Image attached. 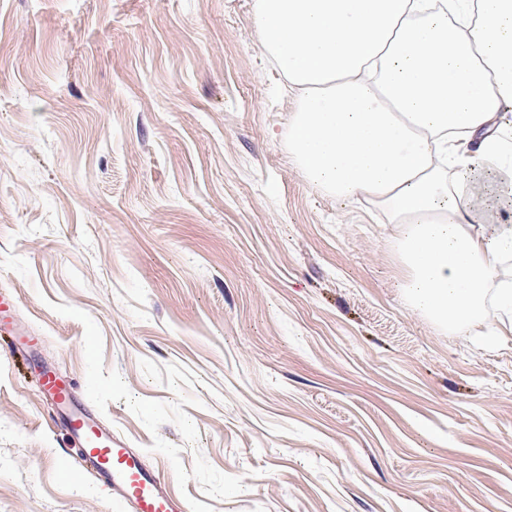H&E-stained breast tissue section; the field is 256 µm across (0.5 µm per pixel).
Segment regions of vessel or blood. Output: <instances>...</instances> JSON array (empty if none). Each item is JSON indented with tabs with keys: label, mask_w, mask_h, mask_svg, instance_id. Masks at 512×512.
Listing matches in <instances>:
<instances>
[{
	"label": "vessel or blood",
	"mask_w": 512,
	"mask_h": 512,
	"mask_svg": "<svg viewBox=\"0 0 512 512\" xmlns=\"http://www.w3.org/2000/svg\"><path fill=\"white\" fill-rule=\"evenodd\" d=\"M45 386L48 398L63 412L62 422L74 437L80 458L91 462L98 480L111 487L119 512H178L163 492L159 474L139 451L96 426L89 410L75 404L55 379H46Z\"/></svg>",
	"instance_id": "obj_1"
}]
</instances>
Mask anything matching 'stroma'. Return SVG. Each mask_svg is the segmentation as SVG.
Instances as JSON below:
<instances>
[{
	"mask_svg": "<svg viewBox=\"0 0 512 512\" xmlns=\"http://www.w3.org/2000/svg\"><path fill=\"white\" fill-rule=\"evenodd\" d=\"M253 0H0V512H118L32 381L188 512H512V333L414 312L311 187Z\"/></svg>",
	"mask_w": 512,
	"mask_h": 512,
	"instance_id": "1",
	"label": "stroma"
}]
</instances>
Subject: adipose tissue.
<instances>
[{
	"label": "adipose tissue",
	"instance_id": "adipose-tissue-1",
	"mask_svg": "<svg viewBox=\"0 0 512 512\" xmlns=\"http://www.w3.org/2000/svg\"><path fill=\"white\" fill-rule=\"evenodd\" d=\"M297 93L288 151L309 184L385 211L418 313L474 324L512 257V0H255Z\"/></svg>",
	"mask_w": 512,
	"mask_h": 512
}]
</instances>
